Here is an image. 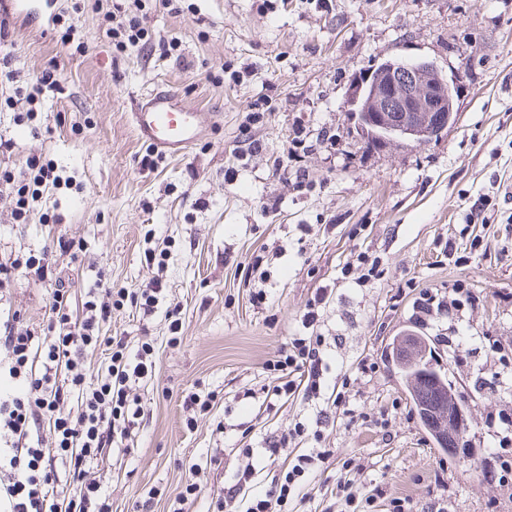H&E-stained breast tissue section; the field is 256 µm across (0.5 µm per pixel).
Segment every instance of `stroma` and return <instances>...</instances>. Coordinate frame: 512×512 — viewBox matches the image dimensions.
<instances>
[{
  "label": "stroma",
  "mask_w": 512,
  "mask_h": 512,
  "mask_svg": "<svg viewBox=\"0 0 512 512\" xmlns=\"http://www.w3.org/2000/svg\"><path fill=\"white\" fill-rule=\"evenodd\" d=\"M179 14L149 12L155 35L177 38L175 53L142 45L116 51L96 0H84L78 53L54 31L10 23L13 69L33 79L54 71L38 116L0 85V137L15 150L52 159L72 187L48 192L61 223L16 224L0 194V257L37 250L58 236L80 240L85 261L63 260L62 277L135 291L148 275V249L170 248L164 303L177 306L182 340L164 320L142 321L132 306L113 311L102 331L148 336L155 374L139 389L144 413L134 451L99 465L112 512H136L157 491L167 512L188 461L221 449L202 476L190 512H207L214 488L238 463V444L295 423L314 404L293 401L267 415L247 389L269 381L266 364L305 335L306 304L329 299L321 331L331 365L351 378L348 412H337L324 447L365 467L380 504L408 498L413 512H512V482L484 478L505 438L488 433V412L512 418V0H182ZM433 62L457 88L456 118L424 144H368L349 103L352 80L391 59ZM238 79H231V72ZM157 87L213 113L192 150L141 170L146 152L130 123L135 99ZM455 241L463 262L449 259ZM381 275L366 278L368 264ZM268 299L253 300V270ZM473 289L474 304L445 312L420 307L422 293L451 300ZM46 289L16 278L0 311L40 323ZM422 336L464 404L468 444L439 448L384 359L392 336ZM376 373L358 372L362 359ZM216 391L211 413L187 428L181 406L193 385ZM387 409L388 426L371 417Z\"/></svg>",
  "instance_id": "stroma-1"
}]
</instances>
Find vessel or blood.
<instances>
[{
  "label": "vessel or blood",
  "mask_w": 512,
  "mask_h": 512,
  "mask_svg": "<svg viewBox=\"0 0 512 512\" xmlns=\"http://www.w3.org/2000/svg\"><path fill=\"white\" fill-rule=\"evenodd\" d=\"M56 0H0L5 14L35 19L53 12ZM131 123L138 140L164 156L186 154L211 128V113L185 103L170 89L156 88L136 99Z\"/></svg>",
  "instance_id": "vessel-or-blood-1"
}]
</instances>
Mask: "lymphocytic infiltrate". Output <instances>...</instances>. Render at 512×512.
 <instances>
[{
	"instance_id": "f902f5d3",
	"label": "lymphocytic infiltrate",
	"mask_w": 512,
	"mask_h": 512,
	"mask_svg": "<svg viewBox=\"0 0 512 512\" xmlns=\"http://www.w3.org/2000/svg\"><path fill=\"white\" fill-rule=\"evenodd\" d=\"M142 0H113L104 15L116 48L141 42L172 51L171 41H153ZM52 161L30 156L19 170L0 169V188L14 195L15 223L29 220L43 188L61 185ZM82 241L58 238L55 247L28 251L0 262V292L19 276L49 288L48 313L39 328L18 315L0 320V379L11 382L0 393V512H112L96 469L111 450L129 441L143 409L139 387L151 378L153 346L131 345L128 337L105 336L113 308L134 303L144 316L159 313L162 279L152 275L138 291L86 288L73 301L69 284L57 273L61 257L84 252ZM325 336L292 338L266 368L274 376L268 395L312 402L329 397L332 406L349 400L347 385L328 386ZM323 419L314 430L297 424L271 434L260 445H243L241 462L212 496L213 512H287L288 503L320 500L321 512H371L375 494L362 492V466L338 463L333 483H313L318 464L334 452L318 447ZM312 436L314 447L301 443ZM275 464L268 488L252 494L263 463Z\"/></svg>"
}]
</instances>
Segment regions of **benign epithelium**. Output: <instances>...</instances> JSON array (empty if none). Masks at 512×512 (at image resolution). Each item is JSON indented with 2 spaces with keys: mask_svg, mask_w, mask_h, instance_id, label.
<instances>
[{
  "mask_svg": "<svg viewBox=\"0 0 512 512\" xmlns=\"http://www.w3.org/2000/svg\"><path fill=\"white\" fill-rule=\"evenodd\" d=\"M363 129L378 140L423 143L447 129L455 118V91L436 66L426 60L387 61L357 77L349 88ZM419 339L405 336L395 344L397 358L414 360ZM431 429L448 446L465 443L454 402L438 407Z\"/></svg>",
  "mask_w": 512,
  "mask_h": 512,
  "instance_id": "1",
  "label": "benign epithelium"
}]
</instances>
